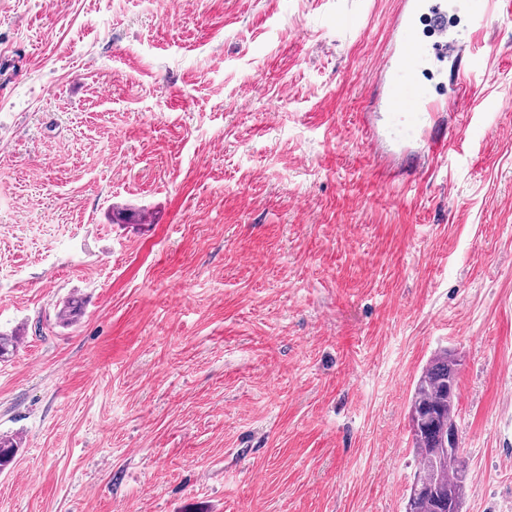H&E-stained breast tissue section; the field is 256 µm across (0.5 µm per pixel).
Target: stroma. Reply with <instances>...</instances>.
<instances>
[{
	"label": "stroma",
	"mask_w": 512,
	"mask_h": 512,
	"mask_svg": "<svg viewBox=\"0 0 512 512\" xmlns=\"http://www.w3.org/2000/svg\"><path fill=\"white\" fill-rule=\"evenodd\" d=\"M475 5L425 114L398 0H0V512H404L441 348L463 512H512V0Z\"/></svg>",
	"instance_id": "obj_1"
}]
</instances>
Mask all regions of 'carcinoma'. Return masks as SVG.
Listing matches in <instances>:
<instances>
[{"label": "carcinoma", "mask_w": 512, "mask_h": 512, "mask_svg": "<svg viewBox=\"0 0 512 512\" xmlns=\"http://www.w3.org/2000/svg\"><path fill=\"white\" fill-rule=\"evenodd\" d=\"M82 313V303L67 300L61 307V322L70 325ZM458 359L448 350L436 352L418 377L410 399L409 422L418 463L414 487L405 512H461L469 487V470L460 448L441 454L448 427L457 425L456 390ZM18 448L15 439H0V472L13 463Z\"/></svg>", "instance_id": "cac0c4a2"}]
</instances>
